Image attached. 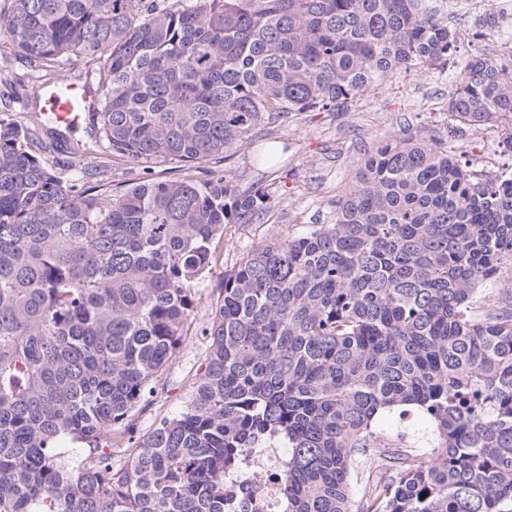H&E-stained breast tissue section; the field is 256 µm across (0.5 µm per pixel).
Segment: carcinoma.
<instances>
[{
  "label": "carcinoma",
  "instance_id": "1",
  "mask_svg": "<svg viewBox=\"0 0 512 512\" xmlns=\"http://www.w3.org/2000/svg\"><path fill=\"white\" fill-rule=\"evenodd\" d=\"M0 32L42 70L93 65L89 125L112 155L189 168L457 48L425 0H12ZM448 114L512 153V56L466 60ZM41 149L35 123L0 117V512H249L230 481L273 446L288 512H352L363 457L361 512H512V308L479 311L512 269V173L481 180L442 141L379 142L334 223L224 272L203 373L136 441L224 231L284 186L216 170L82 190ZM412 409L428 452L379 431Z\"/></svg>",
  "mask_w": 512,
  "mask_h": 512
}]
</instances>
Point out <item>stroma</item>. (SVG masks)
<instances>
[{
  "label": "stroma",
  "instance_id": "1",
  "mask_svg": "<svg viewBox=\"0 0 512 512\" xmlns=\"http://www.w3.org/2000/svg\"><path fill=\"white\" fill-rule=\"evenodd\" d=\"M452 0H429L433 13L447 20L458 34L455 59L429 73L403 69L383 84L369 87L344 112H300L285 122L264 127L251 145L235 151L220 169L229 171L241 188L262 178H280L287 185L283 198L268 213L263 223L241 224L228 228L220 244V259L209 278L200 286L202 302L195 311L190 337L179 349L166 372L158 379L152 397L143 402L136 416V433L144 435L159 420L181 408L195 379L202 373L209 340L202 329L209 320L207 298L219 287L224 272L250 252L284 232L303 233L316 224L333 223L336 201L352 183L365 155L380 140L409 133L424 139L448 142L468 169L483 178L512 169V156H488L487 139L481 127L459 125L448 116V94L456 84L459 59L473 52L493 56V27H478L480 12L471 10L469 0L456 1V13H449ZM39 70L11 53L0 41V115L22 119L40 112L42 107ZM38 132L48 149L50 164L58 171L71 173L85 169L84 186L104 180L119 184L129 180L159 177L179 180L190 176L209 177V166L187 169L172 160L161 163H132L113 158L96 146L89 129L65 134L52 143L46 127ZM277 151L279 161L269 167L259 162L260 153ZM383 432L401 446L424 450L430 430L418 414L392 415L381 422Z\"/></svg>",
  "mask_w": 512,
  "mask_h": 512
}]
</instances>
